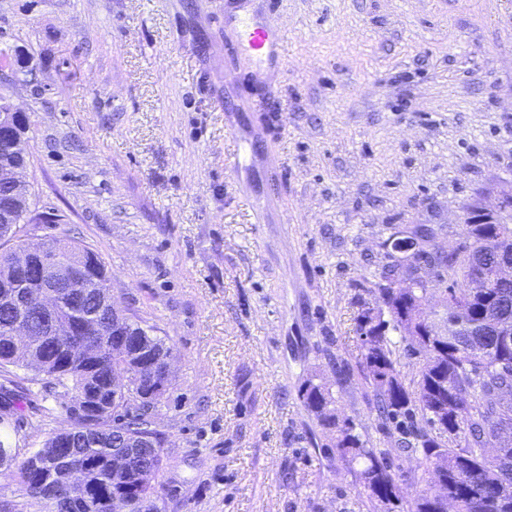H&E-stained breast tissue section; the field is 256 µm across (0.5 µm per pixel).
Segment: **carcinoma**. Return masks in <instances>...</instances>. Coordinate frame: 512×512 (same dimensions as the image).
I'll return each instance as SVG.
<instances>
[{"label": "carcinoma", "mask_w": 512, "mask_h": 512, "mask_svg": "<svg viewBox=\"0 0 512 512\" xmlns=\"http://www.w3.org/2000/svg\"><path fill=\"white\" fill-rule=\"evenodd\" d=\"M21 194L27 195V188L19 193L0 182V209L17 207ZM433 236V229L415 227L408 240L416 249L405 256L406 264L385 268L379 300L363 304L358 311L356 333L363 350L364 381L373 388V410L378 420L384 425L396 424L405 435L404 449L421 453L420 474L415 477L420 484L415 512H447L445 497L455 503V512H512V495L502 492L504 483H512V436L505 438L488 431L495 415L494 392L502 386L512 387V344L505 345L502 333L493 325L498 315L506 311L512 314V281H500L480 292L466 287L475 275L491 276L502 255H512V226L475 223L471 225L469 241L453 250L419 246V242ZM45 256L61 263L84 259L93 264L100 277L83 285L79 312L97 315L98 296L109 281L98 253L62 236L45 243ZM424 265L437 269L438 278L445 271L450 273L452 284L434 287L420 274ZM402 273L412 287H389ZM436 293L447 308L448 334L444 336H436L433 331L437 311L429 303ZM19 318L32 336L43 335L47 325L38 311L22 307L15 298L1 296L0 368L24 367L75 393L94 386L109 398V409L99 422L108 438L122 443L126 437L146 433L142 429L144 421L130 415L131 409L137 407V395L130 392L112 397V371L133 364L112 346V341H103L105 350L98 366L85 364L77 355L64 366L59 349L48 346L38 348L28 359L21 358L9 343L12 326ZM391 330L401 333L402 340L411 341L412 351L422 356L408 387L396 369V343L388 336ZM303 399L324 426L336 431V453L361 462L358 480L363 490L395 505L399 489L390 472L387 450L366 447L354 433L352 422L336 418L330 409L332 392L325 383L308 381ZM460 437L465 441L463 447L457 444ZM488 448L499 449L497 461L488 458ZM78 452L89 470V479L79 491L59 490L47 482L60 453L54 435L34 452L46 464L35 468L25 460L12 472V478L45 512H78V499H108L109 512H124L126 497L118 490L135 483V473L143 461L135 455L129 472L114 474L100 464L109 449L80 448Z\"/></svg>", "instance_id": "cac0c4a2"}]
</instances>
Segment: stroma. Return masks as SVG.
Returning <instances> with one entry per match:
<instances>
[{
    "label": "stroma",
    "mask_w": 512,
    "mask_h": 512,
    "mask_svg": "<svg viewBox=\"0 0 512 512\" xmlns=\"http://www.w3.org/2000/svg\"><path fill=\"white\" fill-rule=\"evenodd\" d=\"M266 0H0V86L28 121L40 224L99 253L115 304L173 345L154 410L162 512H387L304 404L387 450L355 315L413 225L448 250L464 208L512 192V0H278L283 61L232 59L225 16ZM29 389L0 435L18 460L71 427L61 386Z\"/></svg>",
    "instance_id": "1"
}]
</instances>
